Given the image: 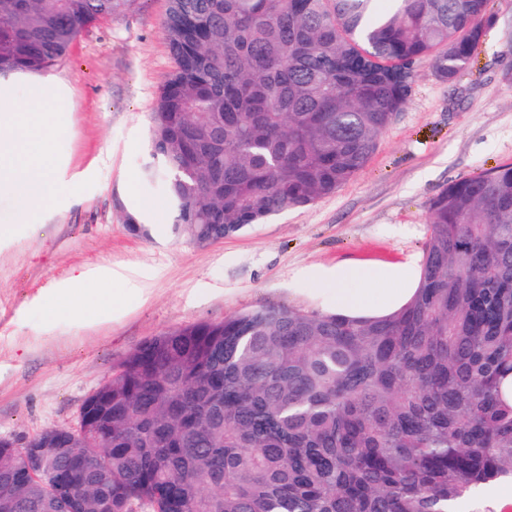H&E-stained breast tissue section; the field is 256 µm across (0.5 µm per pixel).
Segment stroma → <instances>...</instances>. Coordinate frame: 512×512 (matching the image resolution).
<instances>
[{
  "instance_id": "1",
  "label": "stroma",
  "mask_w": 512,
  "mask_h": 512,
  "mask_svg": "<svg viewBox=\"0 0 512 512\" xmlns=\"http://www.w3.org/2000/svg\"><path fill=\"white\" fill-rule=\"evenodd\" d=\"M169 0H134L79 33L50 74L64 111L53 150L58 191L21 207L0 181V438L25 441L77 422L84 399L146 340L267 305L320 311L309 266L422 260L428 204L441 190L512 161V36L487 28L471 69L429 65L367 166L335 194L224 240L176 236L148 159L151 114L172 71ZM156 204L140 231L131 205ZM109 268L142 290L114 315L48 316L47 298L82 271Z\"/></svg>"
}]
</instances>
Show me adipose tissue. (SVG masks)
Listing matches in <instances>:
<instances>
[{
	"mask_svg": "<svg viewBox=\"0 0 512 512\" xmlns=\"http://www.w3.org/2000/svg\"><path fill=\"white\" fill-rule=\"evenodd\" d=\"M34 102L20 105L0 93V173L8 172L23 206L45 204L56 193L52 141L57 135L51 116L57 106L53 78L33 84ZM310 276L334 296L337 313L348 317H380L406 305L417 291L416 262L402 265H339L313 268Z\"/></svg>",
	"mask_w": 512,
	"mask_h": 512,
	"instance_id": "1",
	"label": "adipose tissue"
}]
</instances>
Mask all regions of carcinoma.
Returning a JSON list of instances; mask_svg holds the SVG:
<instances>
[{
  "label": "carcinoma",
  "instance_id": "cac0c4a2",
  "mask_svg": "<svg viewBox=\"0 0 512 512\" xmlns=\"http://www.w3.org/2000/svg\"><path fill=\"white\" fill-rule=\"evenodd\" d=\"M170 0L173 70L142 178L210 244L334 194L369 162L418 67L469 68L488 0ZM132 0H0V76L53 68ZM418 290L374 320L262 306L145 341L27 471L0 442V512H456L512 480V163L428 206Z\"/></svg>",
  "mask_w": 512,
  "mask_h": 512
}]
</instances>
